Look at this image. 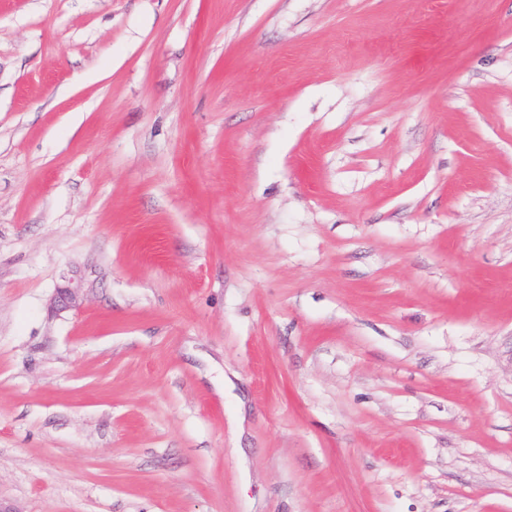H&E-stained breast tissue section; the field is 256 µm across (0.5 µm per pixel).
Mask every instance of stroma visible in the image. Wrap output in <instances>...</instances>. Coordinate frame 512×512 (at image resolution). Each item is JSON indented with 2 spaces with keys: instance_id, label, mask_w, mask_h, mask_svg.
Returning <instances> with one entry per match:
<instances>
[{
  "instance_id": "stroma-1",
  "label": "stroma",
  "mask_w": 512,
  "mask_h": 512,
  "mask_svg": "<svg viewBox=\"0 0 512 512\" xmlns=\"http://www.w3.org/2000/svg\"><path fill=\"white\" fill-rule=\"evenodd\" d=\"M0 499L512 512V0H0ZM83 288L80 281L74 278L64 280V284L55 289L50 300V310L53 313L69 311L81 305Z\"/></svg>"
}]
</instances>
